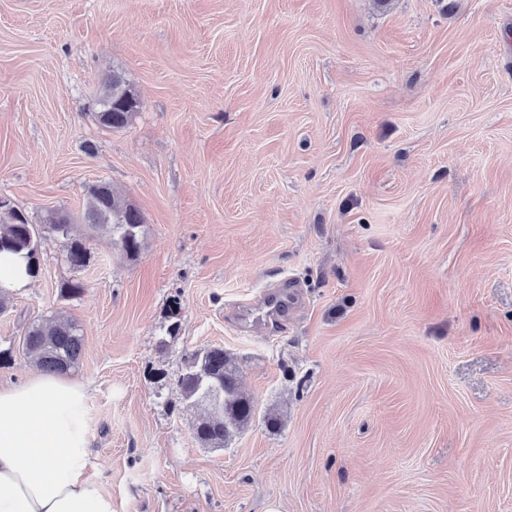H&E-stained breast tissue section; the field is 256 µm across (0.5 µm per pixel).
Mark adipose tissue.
<instances>
[{
	"mask_svg": "<svg viewBox=\"0 0 512 512\" xmlns=\"http://www.w3.org/2000/svg\"><path fill=\"white\" fill-rule=\"evenodd\" d=\"M87 404L86 388L66 375L0 387V512H112L85 475Z\"/></svg>",
	"mask_w": 512,
	"mask_h": 512,
	"instance_id": "ef3b65f1",
	"label": "adipose tissue"
}]
</instances>
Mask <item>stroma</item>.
I'll use <instances>...</instances> for the list:
<instances>
[{"mask_svg": "<svg viewBox=\"0 0 512 512\" xmlns=\"http://www.w3.org/2000/svg\"><path fill=\"white\" fill-rule=\"evenodd\" d=\"M99 181L140 254L87 237L67 298L43 238L0 385L31 322H78L112 512H512V0H0V196L85 235ZM207 346L256 406L221 449L178 387ZM139 97L118 70L104 85V91L97 100L95 112L97 122L109 129H121L128 125L139 109ZM85 220L89 228L107 237L111 246L127 260H136L142 244L143 213L125 196L114 190L112 184L99 181L88 187Z\"/></svg>", "mask_w": 512, "mask_h": 512, "instance_id": "35a3bbf8", "label": "stroma"}]
</instances>
